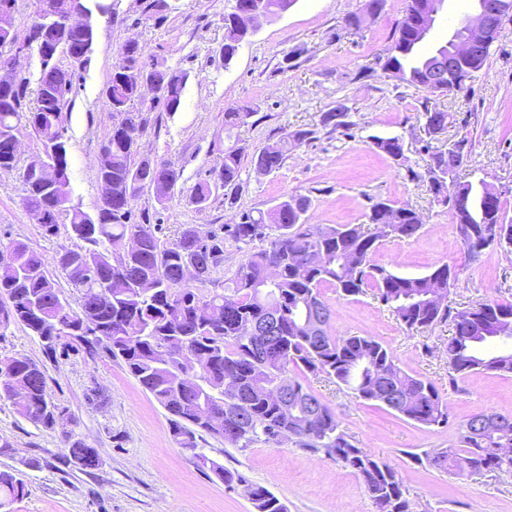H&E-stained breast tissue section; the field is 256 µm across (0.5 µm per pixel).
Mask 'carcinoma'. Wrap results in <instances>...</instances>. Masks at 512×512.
Wrapping results in <instances>:
<instances>
[{"label":"carcinoma","mask_w":512,"mask_h":512,"mask_svg":"<svg viewBox=\"0 0 512 512\" xmlns=\"http://www.w3.org/2000/svg\"><path fill=\"white\" fill-rule=\"evenodd\" d=\"M296 0H236L235 11L224 16V42L220 54L226 61L236 55L244 30L237 24V11L259 7L272 17L291 8ZM431 0H408L398 23L397 37L383 69L389 77L429 93L461 91L480 72L491 56L484 47L458 65L461 77L448 71L454 59L453 40L467 36L469 24L456 28L450 39L426 49L429 34L424 21ZM384 0H365L360 12L349 15L348 26L359 29L379 14ZM40 44L55 51L41 69L37 87L29 91L22 79L12 94H0V132L16 133L32 128L42 150L58 148L54 159L63 178L55 185L40 180L36 160L20 172L27 208H41L48 221L43 234H58L61 218L69 220L71 233L82 242L57 253L55 265L80 292L79 309L71 307L50 277L43 257L27 243L11 240L5 245L13 262L0 264V295L9 306L0 309V329L19 324L42 341L50 360L66 352L81 351L95 358L100 351L121 359L131 375L170 414V433L176 444L191 453L196 466L210 472L231 488L246 482L236 470L208 459L197 437L205 432L243 448L262 439H276L281 430L294 434L295 443L314 454L323 453L352 470L363 482L370 498L392 499L399 512H409L408 501L396 472L386 463L364 454L340 429L336 414L300 382H294L297 398L288 405L269 398L291 367L323 373L345 386L354 397L377 402L388 395L387 408L425 426L448 423V411L438 389L414 377L395 363L393 356L371 336H331L332 311L321 295L325 285L342 295L354 297L369 286L377 289V300L388 307L411 333L443 321L453 323L448 340V366L454 372L449 383L457 386L456 375L474 371L512 373V356L491 366L495 354L485 350L497 330L512 324V303L487 300L464 310L447 306L433 309L424 300L429 287L448 290L456 280L455 267L442 263L424 277H403L370 263L376 244L383 238H412L422 228L414 209L396 207L386 200L371 203L366 213L369 232L361 224L324 229L307 223L312 199L290 195L271 211L244 212L240 222L226 224L213 232L207 245L199 246L193 228L181 231L176 242L166 245L156 235V226L133 221V202L146 188L155 191L163 205L180 178V172L160 160L151 164L139 156L137 140L144 119L130 111L145 102L139 70L150 71L151 101L169 113L177 112L183 99L187 74L158 61L140 44H122L112 65L105 90L106 106L113 111L112 130L101 147L97 177L112 186L109 208L96 207L88 213L72 204L68 144L65 138L67 94L75 74L60 65L66 49L81 48L82 33L65 31L49 23L38 29ZM253 114L251 107L237 105L224 112V129L231 131ZM453 115L444 109L424 108L427 130L437 133L448 127ZM322 126L349 135L353 123L348 109L340 104L322 117ZM372 144L388 157L403 145L398 136L372 137ZM469 140L456 141L446 150L426 147V173L448 157L469 153ZM287 145L264 148L250 155L251 165L267 172L280 169ZM245 151L240 146L224 149L220 165L211 179L198 182L190 202L204 207L212 195V184L224 187V203L233 207ZM17 169L12 138L0 137V173ZM436 201L451 206L457 231L468 259L476 261L502 236L512 243V220L507 219L501 193L485 180L477 183L429 180ZM246 246L259 242L262 248L248 250L227 291L199 292V286L215 283L213 274L224 261V237ZM279 313L278 326L268 332L258 354L250 343L256 321L268 310ZM91 310L99 334L82 338L76 333L84 311ZM323 319L320 334L313 335L304 323ZM0 398L9 400L17 413L38 427L54 430L67 419V409L47 393L43 366L28 358L0 360ZM213 406L219 423L200 421L198 409ZM467 419L459 428L461 447L438 458L426 456L429 465L449 469L458 476L500 471L495 448H512V418L507 424L470 432ZM66 453L63 463L91 471L100 465L97 449L72 430L62 431ZM26 484L17 470H0V509L25 495ZM255 508L262 512H286L285 505L269 490L250 486Z\"/></svg>","instance_id":"carcinoma-1"}]
</instances>
